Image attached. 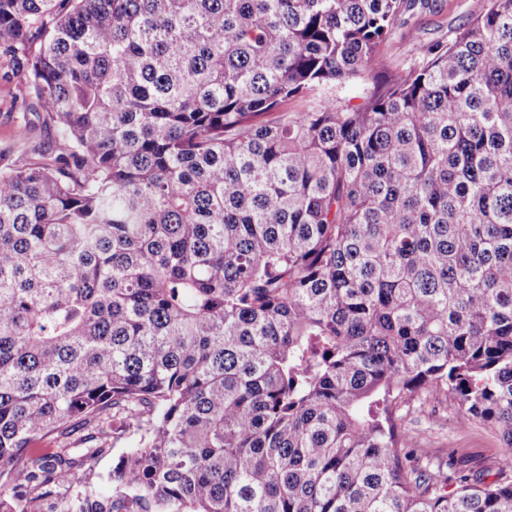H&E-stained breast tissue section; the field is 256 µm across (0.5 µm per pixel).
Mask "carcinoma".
I'll use <instances>...</instances> for the list:
<instances>
[{
  "instance_id": "carcinoma-1",
  "label": "carcinoma",
  "mask_w": 512,
  "mask_h": 512,
  "mask_svg": "<svg viewBox=\"0 0 512 512\" xmlns=\"http://www.w3.org/2000/svg\"><path fill=\"white\" fill-rule=\"evenodd\" d=\"M415 6L0 0V512H512L396 413L512 453V0ZM487 0H429L405 16L383 48V74L390 79L403 75L417 56L419 43L447 42L469 18L479 14ZM19 92L14 85L5 84L0 81V144H4L9 141L16 117L21 112V101L20 96L17 103H15V97L18 96ZM138 439V435H126L122 440L117 442L114 447H112L111 454L100 461L94 473L89 474L81 471L78 473V477L82 481L90 483L94 488L106 491L107 487L104 483L103 477L112 468V464L117 461L120 455L128 451L129 448L136 446Z\"/></svg>"
}]
</instances>
